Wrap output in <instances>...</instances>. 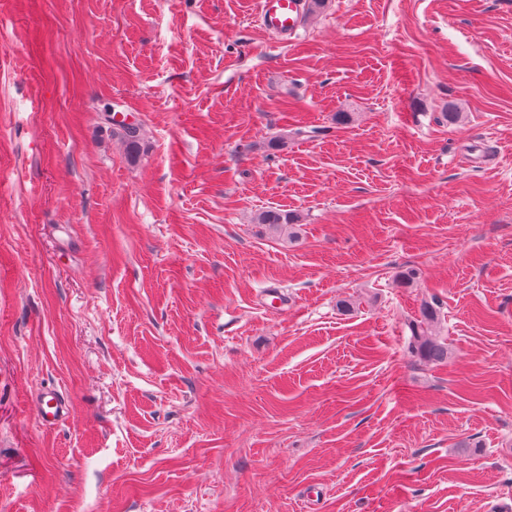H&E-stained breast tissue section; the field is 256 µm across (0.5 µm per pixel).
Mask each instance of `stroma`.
Wrapping results in <instances>:
<instances>
[{
  "label": "stroma",
  "instance_id": "1",
  "mask_svg": "<svg viewBox=\"0 0 512 512\" xmlns=\"http://www.w3.org/2000/svg\"><path fill=\"white\" fill-rule=\"evenodd\" d=\"M258 9L0 0V512H512V0ZM303 0H261L259 18L270 33L288 38L301 25ZM258 223L265 224L267 228L273 233H286L288 239L295 237L294 225L295 217L288 212H282L277 209L265 210L258 216ZM440 321V307L435 301L424 302L411 327L410 347L419 360L430 364H442L448 361L447 340L435 332ZM37 412L44 422H57L63 420L69 413L68 402L56 391L42 393L37 400Z\"/></svg>",
  "mask_w": 512,
  "mask_h": 512
}]
</instances>
